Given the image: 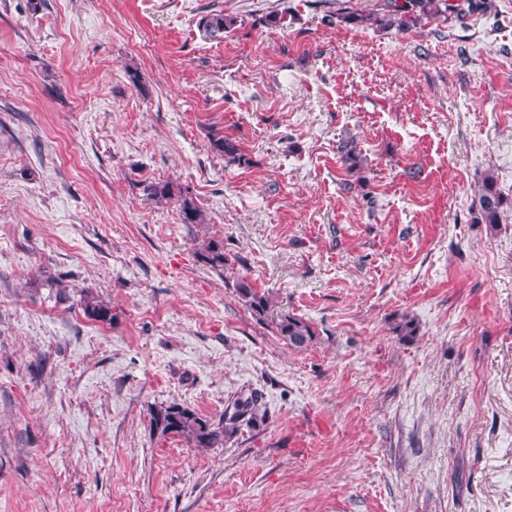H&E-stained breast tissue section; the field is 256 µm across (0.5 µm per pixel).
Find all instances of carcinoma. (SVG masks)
I'll use <instances>...</instances> for the list:
<instances>
[{"label": "carcinoma", "instance_id": "1", "mask_svg": "<svg viewBox=\"0 0 512 512\" xmlns=\"http://www.w3.org/2000/svg\"><path fill=\"white\" fill-rule=\"evenodd\" d=\"M447 0H388L387 7L394 13L397 26L419 21L423 17L436 16L442 13L440 5ZM237 25V17L224 11H212L200 18L199 29L209 37H218ZM146 195L156 199H174L179 202L182 221L185 224H201V210L195 203L192 193L173 182H151L144 186ZM482 223L494 226L500 222V209L503 199L491 177L485 179L476 196ZM200 259L213 269H222L229 264L230 259L224 252V244L209 240L199 245ZM237 293L245 306L254 315L264 316L270 308V300L265 294L257 291L248 282L237 284ZM85 314L103 323L112 322V309L97 297L87 294L83 297ZM279 335L288 344L302 348L310 343L314 336L312 327L304 320L293 315H280L274 322ZM262 407L261 395L251 392L247 396L238 397L231 409L224 411L223 417L212 420L203 417L195 410L180 403L155 406L150 410L151 424L160 435H176L183 438L194 448H222L234 438L241 427L257 423Z\"/></svg>", "mask_w": 512, "mask_h": 512}]
</instances>
